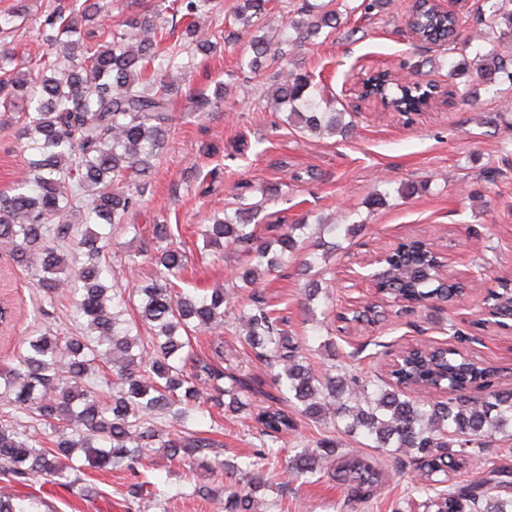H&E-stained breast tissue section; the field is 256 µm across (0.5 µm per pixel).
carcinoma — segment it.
Returning a JSON list of instances; mask_svg holds the SVG:
<instances>
[{
    "label": "carcinoma",
    "mask_w": 512,
    "mask_h": 512,
    "mask_svg": "<svg viewBox=\"0 0 512 512\" xmlns=\"http://www.w3.org/2000/svg\"><path fill=\"white\" fill-rule=\"evenodd\" d=\"M489 3L486 27L495 41L512 49V0ZM269 0H237L233 24L244 31L259 27ZM107 0H46L32 36L46 53L21 70L0 55V124L13 125L28 159L10 192L0 193V244L12 264L31 273L43 306L51 315L60 298L73 301L75 319L85 320L76 336H30L14 367L0 372V472L19 483L43 478L73 488L84 500L98 489L77 476L73 464L81 452L89 466L121 471L128 479L130 505L145 501L161 509L160 491L148 480V448L163 449L171 462L196 466L217 488L199 485L195 493L219 512H258L259 492L267 487L263 465L276 454L274 444L296 422L274 403L252 406L250 386L217 364L231 294L222 287L204 293L178 285L185 268L183 252L171 240L170 226L153 225L155 238L168 242L152 257V278L135 285L138 318L151 335L142 340L123 325L127 299L109 283L102 257L110 233L78 230L62 215L75 212L84 224L113 229L127 220L148 191V174L169 141L170 105L179 86L168 80L174 68L192 69L211 55L224 38V0H157L142 6L113 27L107 39L91 29L103 27ZM209 16L205 28L200 18ZM333 0L307 4L288 19L292 34L276 42L255 34L248 41L244 66L253 73L266 60L286 54L290 43L313 44L340 24ZM420 28L441 34L426 41L457 42L458 20L425 9ZM454 84L470 104L486 91L512 84V52H478L474 62H448ZM224 86L193 98V111L224 105ZM271 112L312 135L353 134V121L331 107L312 75L283 68L266 102ZM259 204H243L233 214L214 216L202 237L219 258L224 250L246 252L249 262L235 278L254 289L252 304L240 312L244 341L267 368H278L276 382L285 386L301 416L318 421L347 420L345 430L362 432L385 453L395 449L419 464L415 491L425 494L424 512H512V469L494 466L487 476L467 484L451 476L470 465L466 448L482 446L512 425V389L497 385L496 371L469 355L432 347L405 362L402 374L371 392L346 374L322 376L307 363L299 340L284 329V319L269 308L257 287L263 275L288 265L298 250L305 224H270L273 235L258 233ZM431 250L407 242L394 254L381 281L382 299L420 301L445 298L439 288ZM213 336V358L195 354L194 335ZM118 379L104 401L97 392L100 366ZM484 388L481 403L464 391ZM217 408L248 411L263 440L243 469L221 459V445L194 427V414ZM296 476L329 475L344 485L351 499L366 502L383 483L378 462L359 454L336 456L330 439L301 452L287 465ZM0 512H43L41 502L0 493Z\"/></svg>",
    "instance_id": "1"
}]
</instances>
